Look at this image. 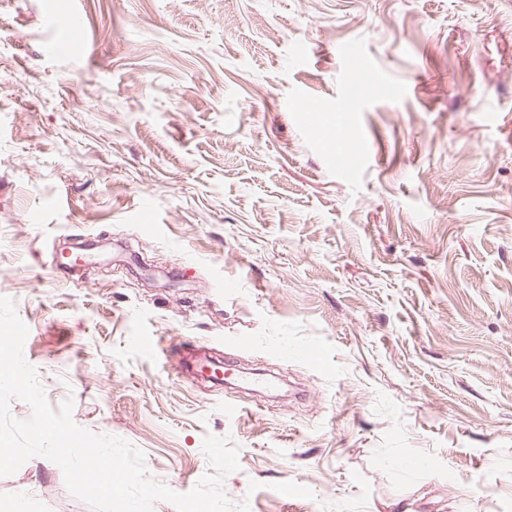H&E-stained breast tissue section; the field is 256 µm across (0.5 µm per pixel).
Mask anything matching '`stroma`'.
Here are the masks:
<instances>
[{
  "label": "stroma",
  "mask_w": 512,
  "mask_h": 512,
  "mask_svg": "<svg viewBox=\"0 0 512 512\" xmlns=\"http://www.w3.org/2000/svg\"><path fill=\"white\" fill-rule=\"evenodd\" d=\"M102 238L179 287L57 267ZM0 296L51 405L176 492L211 434L250 512H512V0H0ZM24 497L91 512L42 457Z\"/></svg>",
  "instance_id": "obj_1"
}]
</instances>
